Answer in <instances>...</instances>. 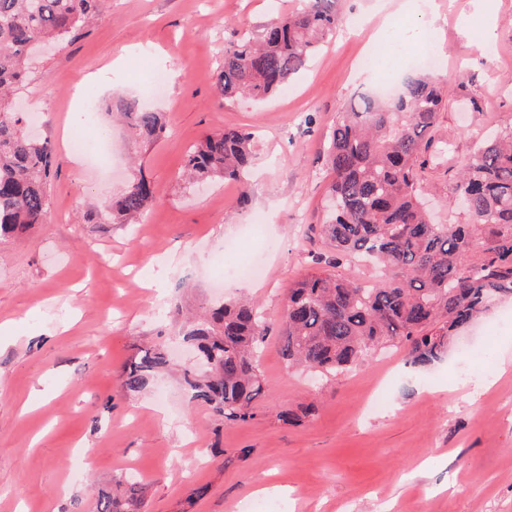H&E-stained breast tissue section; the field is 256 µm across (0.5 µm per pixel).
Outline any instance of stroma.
<instances>
[{"label": "stroma", "mask_w": 512, "mask_h": 512, "mask_svg": "<svg viewBox=\"0 0 512 512\" xmlns=\"http://www.w3.org/2000/svg\"><path fill=\"white\" fill-rule=\"evenodd\" d=\"M301 0H100L96 20L33 62L22 111L60 162L46 223L0 241V512H98L96 484L128 476L146 512H512V299H497L456 336L442 361L407 364V349L372 352L331 378L288 367L280 351L288 290L328 254L327 134L359 96L416 76L421 41L401 66L364 68L383 20L378 0H341L340 22L287 93L256 104L220 99L226 46L261 33ZM485 42L476 0H436V78L448 102L433 132L446 156L428 154L424 186L440 224H463L450 204L458 170L512 116V0H496ZM166 76L152 97L142 72ZM92 93L105 166L76 163L68 137L82 119L76 93ZM122 99L162 112L163 137L136 138L113 114ZM256 134L245 182L203 191L184 180L191 147L210 132ZM157 201L138 224H87L83 214L120 194L136 174ZM266 222L247 233L248 218ZM262 274L224 280L218 266L242 254ZM249 299L266 317L258 356L263 392L246 423L192 401L181 370L192 350L183 313ZM164 347L170 368L127 392L122 371L140 349ZM490 347L484 371L473 354ZM314 403V416L284 423V407ZM204 497H196L198 488Z\"/></svg>", "instance_id": "stroma-1"}]
</instances>
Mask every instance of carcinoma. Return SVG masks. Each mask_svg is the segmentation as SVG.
Masks as SVG:
<instances>
[{"label":"carcinoma","mask_w":512,"mask_h":512,"mask_svg":"<svg viewBox=\"0 0 512 512\" xmlns=\"http://www.w3.org/2000/svg\"><path fill=\"white\" fill-rule=\"evenodd\" d=\"M99 0H0V240L46 222L48 184L59 170L46 139L32 136L12 112V95L27 83L30 61L42 43L63 41L95 16ZM340 21L339 0H303L270 20L259 40L244 33L224 49L217 72L221 98L262 100L304 70ZM447 83L430 75L408 79L392 100L363 96L332 128L326 163L328 220L322 234L334 255L325 268L288 289L282 355L325 376L360 363L368 349L409 346L408 362L440 360L450 340L486 310L490 294L512 297V119L484 143L456 174L451 199H466V224H434L421 199L425 156L446 105ZM133 133L146 141L166 130L164 115L121 104ZM254 134L241 128L209 133L189 152L190 177L207 184L239 180L253 159ZM156 201L139 176L119 196L86 212L88 224H131ZM354 256H368L390 275L366 284L340 272ZM267 335L259 308L222 304L189 323L184 332L200 364L184 370L192 398L229 421L254 417L263 391L256 353ZM167 365L159 348H146L124 369L123 386L139 392ZM309 405L287 408L297 423ZM100 512H141L136 483L117 480L98 492Z\"/></svg>","instance_id":"carcinoma-1"}]
</instances>
